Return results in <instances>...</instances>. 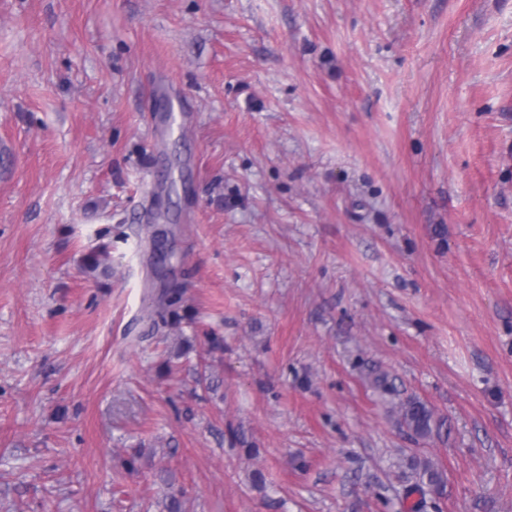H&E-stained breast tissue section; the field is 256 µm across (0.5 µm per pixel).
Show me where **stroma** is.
<instances>
[{
  "instance_id": "35a3bbf8",
  "label": "stroma",
  "mask_w": 512,
  "mask_h": 512,
  "mask_svg": "<svg viewBox=\"0 0 512 512\" xmlns=\"http://www.w3.org/2000/svg\"><path fill=\"white\" fill-rule=\"evenodd\" d=\"M426 463L512 512V0H0V512H415ZM402 418L407 428L418 437H427L435 424L434 414L423 402L410 398L400 406Z\"/></svg>"
}]
</instances>
